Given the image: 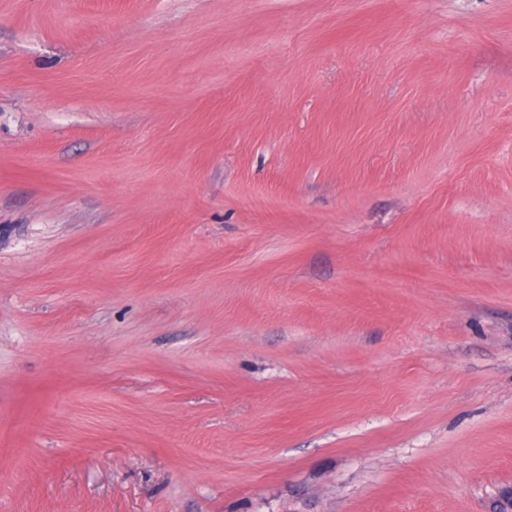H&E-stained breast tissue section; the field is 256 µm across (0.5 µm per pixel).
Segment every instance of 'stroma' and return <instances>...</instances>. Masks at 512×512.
<instances>
[{
	"mask_svg": "<svg viewBox=\"0 0 512 512\" xmlns=\"http://www.w3.org/2000/svg\"><path fill=\"white\" fill-rule=\"evenodd\" d=\"M512 0H0V512H501Z\"/></svg>",
	"mask_w": 512,
	"mask_h": 512,
	"instance_id": "35a3bbf8",
	"label": "stroma"
}]
</instances>
